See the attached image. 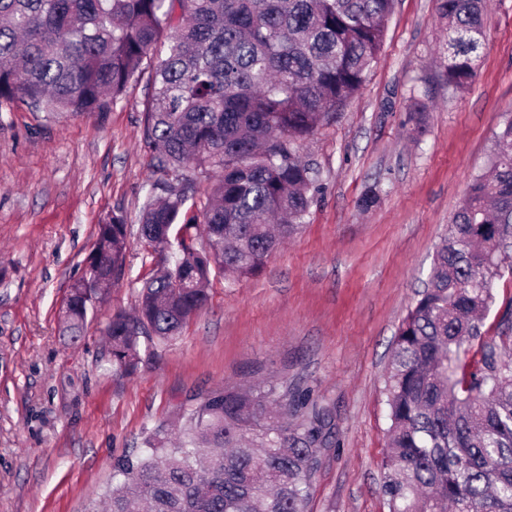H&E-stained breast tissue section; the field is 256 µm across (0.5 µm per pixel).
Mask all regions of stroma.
Instances as JSON below:
<instances>
[{"label":"stroma","instance_id":"1","mask_svg":"<svg viewBox=\"0 0 512 512\" xmlns=\"http://www.w3.org/2000/svg\"><path fill=\"white\" fill-rule=\"evenodd\" d=\"M476 77L452 92L433 0H396L356 97L299 151L320 192L298 234L256 276L211 279L207 305L135 374H112L102 330L132 310L153 264L138 244L143 196L159 175L143 148L145 85L102 115L0 103V512H83L143 427L193 395L261 380L300 384L333 417L309 512H389L385 374L395 334L434 253L512 110V0H484ZM427 110L414 122L411 101ZM377 204L360 211L369 188ZM125 215L124 275L77 341L63 301L99 224ZM487 339L512 336V276L495 282Z\"/></svg>","mask_w":512,"mask_h":512}]
</instances>
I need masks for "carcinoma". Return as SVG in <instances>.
Instances as JSON below:
<instances>
[{"instance_id":"carcinoma-1","label":"carcinoma","mask_w":512,"mask_h":512,"mask_svg":"<svg viewBox=\"0 0 512 512\" xmlns=\"http://www.w3.org/2000/svg\"><path fill=\"white\" fill-rule=\"evenodd\" d=\"M447 20L448 88L465 89L484 45L483 0H435ZM395 0H0V99L51 113L106 112L151 61L142 141L167 176L139 209L157 272L137 311L104 328L112 372L167 344L208 299L212 272L258 274L300 230L319 187L298 142L358 93ZM213 186L199 206L184 171ZM127 217L98 225L70 285L62 335L124 273ZM512 118L476 176L398 327L386 375L390 512H512V354L484 341L493 282L512 271ZM330 411L286 381L222 387L173 426L142 431L85 512H308Z\"/></svg>"}]
</instances>
